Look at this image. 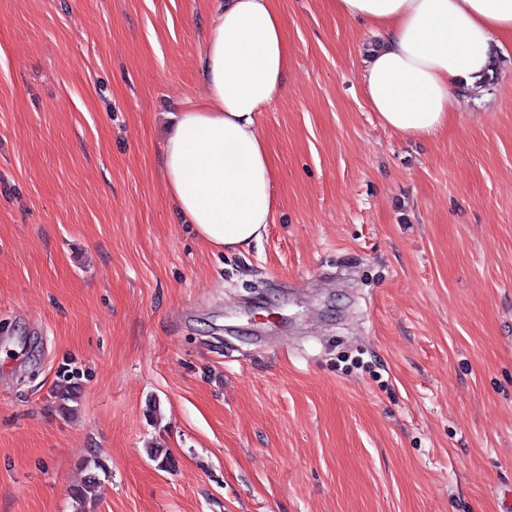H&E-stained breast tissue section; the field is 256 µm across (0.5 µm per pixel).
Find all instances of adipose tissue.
I'll return each instance as SVG.
<instances>
[{"mask_svg":"<svg viewBox=\"0 0 512 512\" xmlns=\"http://www.w3.org/2000/svg\"><path fill=\"white\" fill-rule=\"evenodd\" d=\"M378 31L362 76L381 124L406 138L446 131L485 91L492 50L512 38V0H330ZM292 49L276 0H217L201 53L207 94L184 108L162 146L164 189L208 246L261 241L277 169L259 118L284 92Z\"/></svg>","mask_w":512,"mask_h":512,"instance_id":"1","label":"adipose tissue"}]
</instances>
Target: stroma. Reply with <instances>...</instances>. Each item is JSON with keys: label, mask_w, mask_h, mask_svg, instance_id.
I'll return each mask as SVG.
<instances>
[{"label": "stroma", "mask_w": 512, "mask_h": 512, "mask_svg": "<svg viewBox=\"0 0 512 512\" xmlns=\"http://www.w3.org/2000/svg\"><path fill=\"white\" fill-rule=\"evenodd\" d=\"M276 5L278 205L229 252L161 168L216 0H0V512H73L93 452L90 512H512V43L411 140L376 35ZM87 474L83 481L70 489V498L74 503V512H87V506L93 504L99 497L102 480L98 471L106 477L108 470L104 462L94 456L85 462Z\"/></svg>", "instance_id": "1"}]
</instances>
